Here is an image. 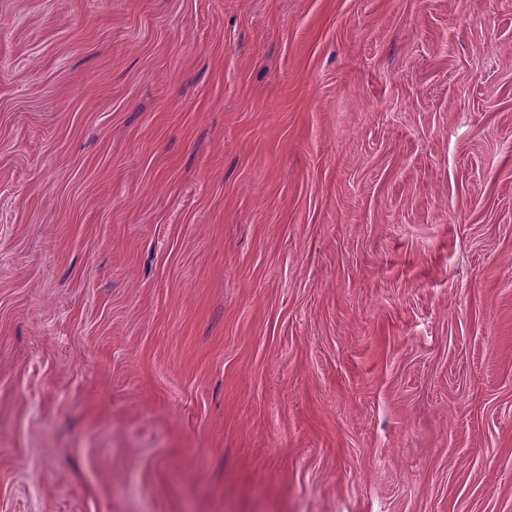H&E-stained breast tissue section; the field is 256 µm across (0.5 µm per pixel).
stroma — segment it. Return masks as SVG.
Segmentation results:
<instances>
[{
	"label": "stroma",
	"instance_id": "obj_1",
	"mask_svg": "<svg viewBox=\"0 0 512 512\" xmlns=\"http://www.w3.org/2000/svg\"><path fill=\"white\" fill-rule=\"evenodd\" d=\"M0 512H512V0H0Z\"/></svg>",
	"mask_w": 512,
	"mask_h": 512
}]
</instances>
